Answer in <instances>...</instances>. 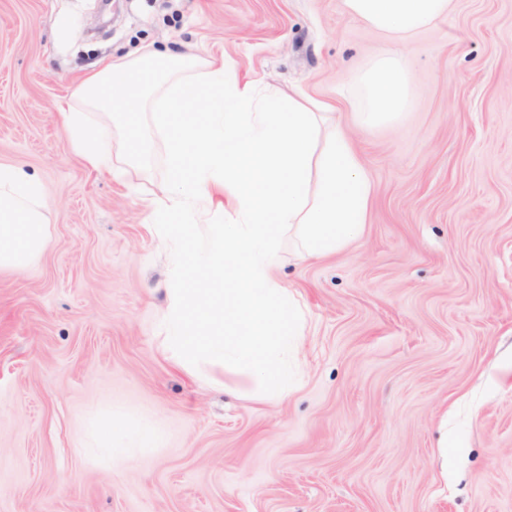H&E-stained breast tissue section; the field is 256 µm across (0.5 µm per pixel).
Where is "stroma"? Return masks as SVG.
<instances>
[{
  "label": "stroma",
  "mask_w": 512,
  "mask_h": 512,
  "mask_svg": "<svg viewBox=\"0 0 512 512\" xmlns=\"http://www.w3.org/2000/svg\"><path fill=\"white\" fill-rule=\"evenodd\" d=\"M221 59L340 122L373 184L360 238L276 271L306 313L281 401L163 355L164 185L58 123L110 60ZM402 53L407 112L360 125L348 91ZM0 164L39 180L51 244L0 271V512H512V0H453L402 46L340 0H0ZM160 434L116 470L102 426Z\"/></svg>",
  "instance_id": "obj_1"
}]
</instances>
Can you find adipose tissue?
<instances>
[{
  "label": "adipose tissue",
  "mask_w": 512,
  "mask_h": 512,
  "mask_svg": "<svg viewBox=\"0 0 512 512\" xmlns=\"http://www.w3.org/2000/svg\"><path fill=\"white\" fill-rule=\"evenodd\" d=\"M453 0H342L344 11L366 27L404 45L438 20L447 18ZM411 69L399 53L380 52L355 79L360 120L377 125L398 120L408 109ZM41 184L22 169L0 164V271H20L48 244ZM158 431L146 423L122 431L105 428L98 438L113 466L129 462L138 448L155 447Z\"/></svg>",
  "instance_id": "ef3b65f1"
}]
</instances>
